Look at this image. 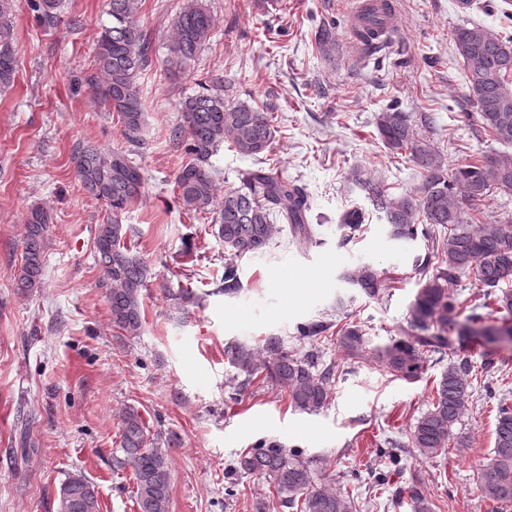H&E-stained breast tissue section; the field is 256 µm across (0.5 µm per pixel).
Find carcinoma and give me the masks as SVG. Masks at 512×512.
<instances>
[{
  "label": "carcinoma",
  "mask_w": 512,
  "mask_h": 512,
  "mask_svg": "<svg viewBox=\"0 0 512 512\" xmlns=\"http://www.w3.org/2000/svg\"><path fill=\"white\" fill-rule=\"evenodd\" d=\"M16 0H0V90L17 78L14 13ZM37 23L51 27L57 19L59 0H33ZM139 0H109L110 17L101 25L93 62L95 75L88 80L94 96L117 113L120 135L128 148L102 150L79 144L73 154L76 176L83 190L103 202L112 218L96 229V258L103 272L112 323L129 336L143 329L141 291L154 276L148 261L126 244L128 228L122 214L142 197L144 176L133 157L148 147L144 136L145 103L139 79L151 65L154 47L148 31L138 20ZM215 23L203 0H184L172 25L167 45L165 70L181 72L196 61L210 41ZM453 42L464 66L468 101L482 128L502 145L512 147V36L468 20L453 31ZM317 54L326 61L336 56V32L322 26L315 36ZM202 92L180 103V123L172 140L185 148V158L175 173V187L183 209L217 227L216 236L231 258L254 256L265 251L275 232L273 219L289 225L298 241L310 235L308 196L297 180L273 168L258 167L239 172L240 186L217 201L215 174L210 157L224 143L237 153L255 159L271 153L276 140L272 113L243 101L226 97V80L212 75L201 84ZM376 131L392 153H407L420 168L421 187L416 193L395 195L374 180L362 167H352L348 184L365 190L374 207L384 213L395 240H414L418 225L428 224L431 239L426 263L434 272L422 282L408 308L404 337L376 349L379 366L414 380L424 370L426 348L440 350L448 343V331L460 335L478 332L489 342L512 337V289L500 283L512 277V225L478 224L470 216L495 187L512 192V155L486 163H471L448 173L443 155L417 132L411 114L388 106L375 114ZM365 212L350 209L340 217L349 234L359 230ZM53 223L50 211L32 208L24 222L22 263L17 286L32 292L42 287L47 228ZM472 273L499 317L489 322L472 314L466 322L456 320L457 303L448 285ZM345 281L367 296L378 294L381 275L369 264L344 274ZM336 342L351 358L366 350L361 328L349 325L337 331ZM234 367L239 387L245 388L263 373L283 388L290 405L308 414L320 411L331 394L332 373L318 372L313 359L288 350L281 338L269 336L261 348L235 343L225 348ZM467 361L448 364L434 390L431 407L411 430V447L425 457L448 447L453 426L473 401ZM120 451L114 465L132 468L136 481L139 512H170L171 470L168 449L160 446L143 423L139 412L129 407L122 418ZM240 469L269 479L288 508L300 512H358L352 496L329 483L314 482L310 461L296 449L271 445L253 448L241 455ZM484 496L495 502H512V406L500 404L494 429L493 455L480 476ZM58 512H100L95 484L81 473L69 475L58 493Z\"/></svg>",
  "instance_id": "obj_1"
}]
</instances>
